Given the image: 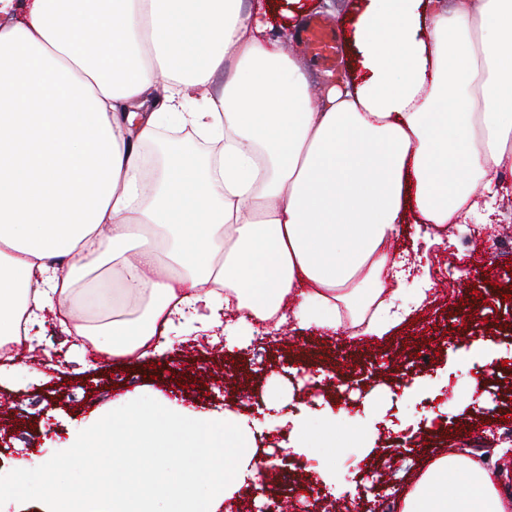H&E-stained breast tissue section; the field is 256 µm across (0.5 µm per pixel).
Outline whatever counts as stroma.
<instances>
[{"label":"stroma","instance_id":"1","mask_svg":"<svg viewBox=\"0 0 512 512\" xmlns=\"http://www.w3.org/2000/svg\"><path fill=\"white\" fill-rule=\"evenodd\" d=\"M413 234V225H403L391 249L426 253L432 294L418 316L368 345L359 336L299 332L290 322L276 344L247 352L177 337L164 357L103 364L65 355V335L47 325V349L68 363L56 372L33 355L0 386V470L36 471L64 460L75 436L111 417L113 402L154 393L189 412L233 408L261 428V445L271 448L281 472L293 464L282 447V417L304 418L317 430L335 423V439L304 460L306 479L294 491L298 508L323 463L339 476L322 487L323 496L377 501L388 512H397L436 456L465 451L489 470L504 468L512 460V195L501 201L492 228L465 226L449 244L417 242ZM472 312L484 320L476 339L463 328ZM479 340L509 352L508 361L479 353L455 359L457 349ZM425 350L434 353L430 367L407 371ZM422 378L431 380L429 389L410 398L396 394L397 386Z\"/></svg>","mask_w":512,"mask_h":512}]
</instances>
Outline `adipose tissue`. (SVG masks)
Returning <instances> with one entry per match:
<instances>
[{"mask_svg": "<svg viewBox=\"0 0 512 512\" xmlns=\"http://www.w3.org/2000/svg\"><path fill=\"white\" fill-rule=\"evenodd\" d=\"M241 4L31 0L0 27V347L36 350L50 314L83 356H160L197 322L215 343L269 319L380 338L432 289L390 253L402 224L438 242L492 223L512 171V0H368L318 93L268 38L265 0ZM185 128L221 150L196 156L172 137ZM102 269V319L79 323ZM409 278L414 304L398 305ZM260 454L234 410L187 416L156 394L66 463L0 473V500L220 512ZM400 512H512V494L443 455Z\"/></svg>", "mask_w": 512, "mask_h": 512, "instance_id": "obj_1", "label": "adipose tissue"}]
</instances>
